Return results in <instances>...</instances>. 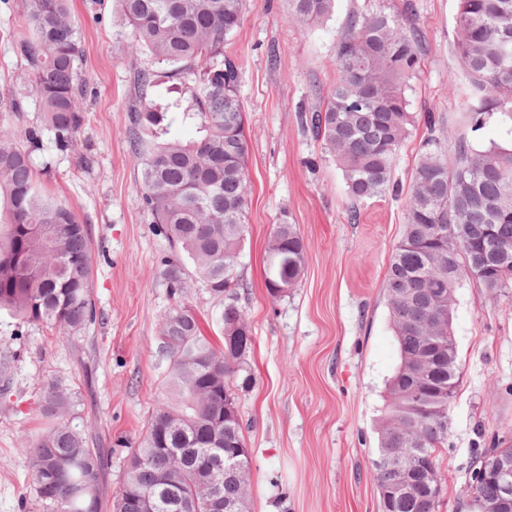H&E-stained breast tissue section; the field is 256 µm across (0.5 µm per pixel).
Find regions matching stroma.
I'll list each match as a JSON object with an SVG mask.
<instances>
[{"mask_svg": "<svg viewBox=\"0 0 512 512\" xmlns=\"http://www.w3.org/2000/svg\"><path fill=\"white\" fill-rule=\"evenodd\" d=\"M407 1L422 56L408 91L418 120L393 170L405 188L429 133L448 147L464 129L459 0H336L334 14L306 30L289 20L287 0H247L241 28L224 44L239 65L248 121L251 204L240 272L255 382L238 391L237 406L250 451V512H379L370 460L398 360L382 283L403 233V199L366 200L358 222L348 223L341 173L322 159L298 116L335 85L336 46L349 15L397 11ZM17 3L0 2V89L24 77L14 41ZM70 9L82 27L80 66L93 95L77 149L61 153L47 139L33 159L43 189L71 202L90 227L98 317L69 336L0 312V512H44L22 446L51 424L40 406L45 384L77 396V423L107 460V506L126 455L167 397L159 326L172 298L160 259L170 246L142 208L128 133L131 70L148 60L126 48L115 0H70ZM428 115L435 127L425 123ZM284 218L304 240L306 264L297 286L274 298L263 266L273 226ZM456 298L461 379L449 409L439 512H468L474 450L498 435L512 439V296L467 281Z\"/></svg>", "mask_w": 512, "mask_h": 512, "instance_id": "stroma-1", "label": "stroma"}]
</instances>
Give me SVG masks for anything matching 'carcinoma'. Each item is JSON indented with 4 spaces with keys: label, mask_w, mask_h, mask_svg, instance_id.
I'll return each instance as SVG.
<instances>
[{
    "label": "carcinoma",
    "mask_w": 512,
    "mask_h": 512,
    "mask_svg": "<svg viewBox=\"0 0 512 512\" xmlns=\"http://www.w3.org/2000/svg\"><path fill=\"white\" fill-rule=\"evenodd\" d=\"M128 46L151 65L131 73L130 144L140 165L139 193L157 235L174 254L162 275L173 299L160 322L169 396L125 461L113 512H215L213 500L249 512L251 462L235 390L253 382V340L239 274L250 204L246 113L236 62L224 41L241 27L246 0H116ZM336 0H288V17L305 28L330 17ZM413 6L354 13L338 42V80L300 123L341 172L350 207L394 191L398 151L417 117L409 82L420 66L421 37ZM16 50L24 85L0 99V311L25 323L76 334L96 319L91 299V235L73 206L37 184L32 152L52 139L60 152L77 145L89 83L80 71L81 29L69 0H21ZM456 53L469 82L464 111L470 133L450 153L432 137L404 195L405 224L383 281L398 349L386 383L387 403L371 461L378 494L399 479L408 491L388 512H438L445 494L440 470L448 445L450 399L459 387L457 349L448 345L456 288L471 273L489 292L512 288V146H483L472 134L497 113L512 121V0H459ZM194 83L193 108L178 117L151 98L158 69ZM34 99L39 121L16 135ZM190 122L197 136L171 135ZM269 295L296 287L305 246L296 225L274 226L266 248ZM217 299L221 339L204 334L183 301L186 265ZM232 415L224 417V399ZM77 400L49 383L41 407L50 428L25 444L37 498L50 512H102L105 458L72 425ZM398 457L401 468L383 465ZM512 459L498 437L475 451L470 473L495 457ZM439 476L435 489L425 473ZM499 484L480 481L468 493L477 512L497 501Z\"/></svg>",
    "instance_id": "cac0c4a2"
}]
</instances>
